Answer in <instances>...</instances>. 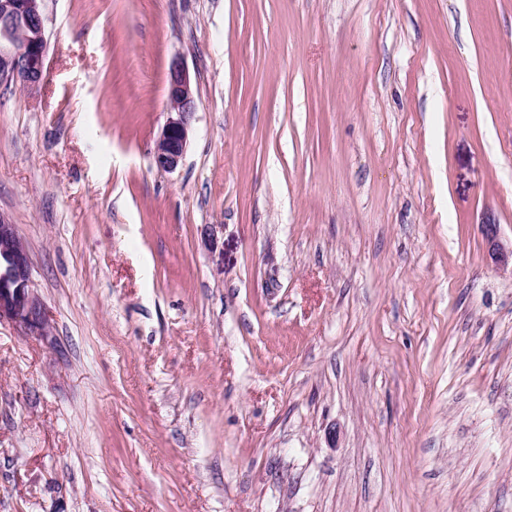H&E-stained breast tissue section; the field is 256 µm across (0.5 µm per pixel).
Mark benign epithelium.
<instances>
[{
    "instance_id": "1",
    "label": "benign epithelium",
    "mask_w": 512,
    "mask_h": 512,
    "mask_svg": "<svg viewBox=\"0 0 512 512\" xmlns=\"http://www.w3.org/2000/svg\"><path fill=\"white\" fill-rule=\"evenodd\" d=\"M47 73L45 0H0V83L39 86ZM168 117L153 151L155 167L173 172L186 152L190 119L195 112L190 75L179 60L167 80ZM0 256L12 285L0 289V323L7 321L28 336L47 337L52 323L32 286L28 252L16 226L0 212Z\"/></svg>"
}]
</instances>
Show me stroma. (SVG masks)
<instances>
[{
    "instance_id": "1",
    "label": "stroma",
    "mask_w": 512,
    "mask_h": 512,
    "mask_svg": "<svg viewBox=\"0 0 512 512\" xmlns=\"http://www.w3.org/2000/svg\"><path fill=\"white\" fill-rule=\"evenodd\" d=\"M0 84V512H512V0H46ZM185 156L152 162L170 64ZM6 263L12 285L2 288L6 279L0 266V323L7 321L28 336L47 337L52 334V323L42 301L32 286L28 252L15 224L0 212V255Z\"/></svg>"
}]
</instances>
